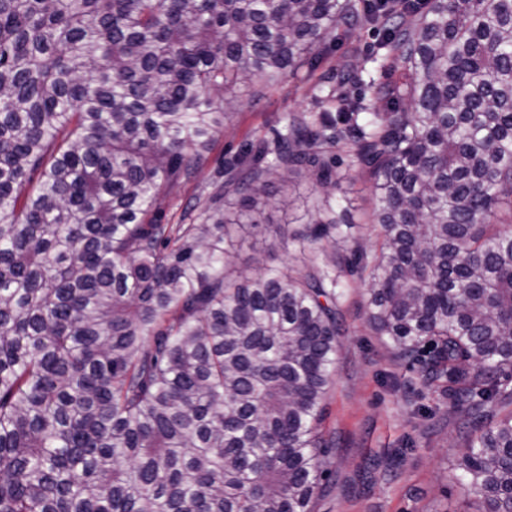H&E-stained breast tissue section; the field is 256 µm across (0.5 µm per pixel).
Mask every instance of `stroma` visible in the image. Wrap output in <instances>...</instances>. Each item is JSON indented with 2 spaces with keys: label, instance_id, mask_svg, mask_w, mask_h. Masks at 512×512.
Masks as SVG:
<instances>
[{
  "label": "stroma",
  "instance_id": "obj_1",
  "mask_svg": "<svg viewBox=\"0 0 512 512\" xmlns=\"http://www.w3.org/2000/svg\"><path fill=\"white\" fill-rule=\"evenodd\" d=\"M379 36L363 28L357 39L359 67L349 85L356 98L368 99L370 84L386 72L375 52ZM316 68L302 67L272 86L247 87L234 114L223 120L195 178L177 183L160 204L165 224L200 222L208 205L207 186L248 140L273 138L287 112L315 107L307 92L335 67L349 63L346 43L326 38L316 50ZM340 189L356 199L352 243L377 244L370 214L374 201L344 150H337ZM365 286L349 279L341 307L346 331L340 338L335 382L325 405L326 434L334 437L329 454L333 485L313 503V512H467V494L454 477L463 447L461 422L449 413L437 386L423 382L421 364L407 365L366 322Z\"/></svg>",
  "mask_w": 512,
  "mask_h": 512
}]
</instances>
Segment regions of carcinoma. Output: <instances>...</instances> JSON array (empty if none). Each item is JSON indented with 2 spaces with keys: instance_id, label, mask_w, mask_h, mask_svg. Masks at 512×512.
Masks as SVG:
<instances>
[{
  "instance_id": "obj_1",
  "label": "carcinoma",
  "mask_w": 512,
  "mask_h": 512,
  "mask_svg": "<svg viewBox=\"0 0 512 512\" xmlns=\"http://www.w3.org/2000/svg\"><path fill=\"white\" fill-rule=\"evenodd\" d=\"M365 27L399 71L371 104L337 70L159 223L243 88ZM338 145L377 250L340 249ZM261 224L288 263L231 274ZM347 276L512 512V0H0V512H311Z\"/></svg>"
}]
</instances>
